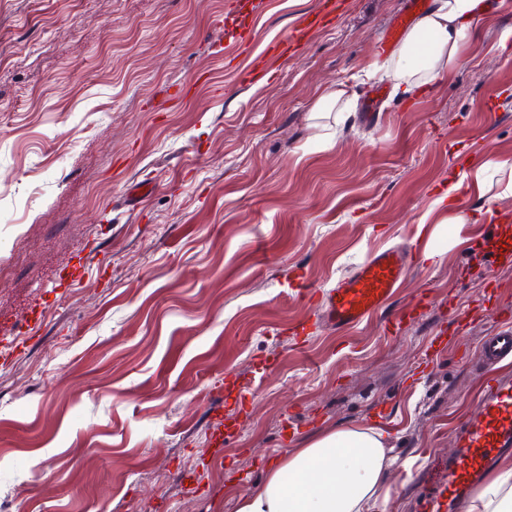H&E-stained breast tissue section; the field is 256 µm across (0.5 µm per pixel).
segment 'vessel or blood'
Instances as JSON below:
<instances>
[{
    "mask_svg": "<svg viewBox=\"0 0 512 512\" xmlns=\"http://www.w3.org/2000/svg\"><path fill=\"white\" fill-rule=\"evenodd\" d=\"M308 26L294 29L271 42L266 53L281 58L308 40ZM412 269L411 257L402 247L372 254L348 277L323 293L319 306L323 323L345 330L378 312ZM481 354L488 366L512 358V330L486 336ZM477 415L459 437L460 449L448 460L431 462L419 493L418 512H454L457 503L483 480L501 453L512 451V380L486 375Z\"/></svg>",
    "mask_w": 512,
    "mask_h": 512,
    "instance_id": "1",
    "label": "vessel or blood"
}]
</instances>
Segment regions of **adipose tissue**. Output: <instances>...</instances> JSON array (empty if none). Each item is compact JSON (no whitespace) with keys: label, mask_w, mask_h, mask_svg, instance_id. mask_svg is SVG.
I'll use <instances>...</instances> for the list:
<instances>
[{"label":"adipose tissue","mask_w":512,"mask_h":512,"mask_svg":"<svg viewBox=\"0 0 512 512\" xmlns=\"http://www.w3.org/2000/svg\"><path fill=\"white\" fill-rule=\"evenodd\" d=\"M483 20L481 0H432L384 65L394 96H417L461 65ZM396 465L385 432L328 427L267 464L235 512H374L389 497L385 478ZM464 512H512V463L483 485Z\"/></svg>","instance_id":"ef3b65f1"}]
</instances>
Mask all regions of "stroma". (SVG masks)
Segmentation results:
<instances>
[{
	"label": "stroma",
	"mask_w": 512,
	"mask_h": 512,
	"mask_svg": "<svg viewBox=\"0 0 512 512\" xmlns=\"http://www.w3.org/2000/svg\"><path fill=\"white\" fill-rule=\"evenodd\" d=\"M319 2L0 0V512H233L339 422L389 435L379 512H416L422 461L476 410L482 336L512 327V223L452 241L428 213L452 179L465 209L494 194L465 179L472 155L512 160V4L366 124L407 0H344L298 56L238 79ZM340 87L353 111L314 127ZM396 244L414 268L360 327L295 298Z\"/></svg>",
	"instance_id": "obj_1"
}]
</instances>
